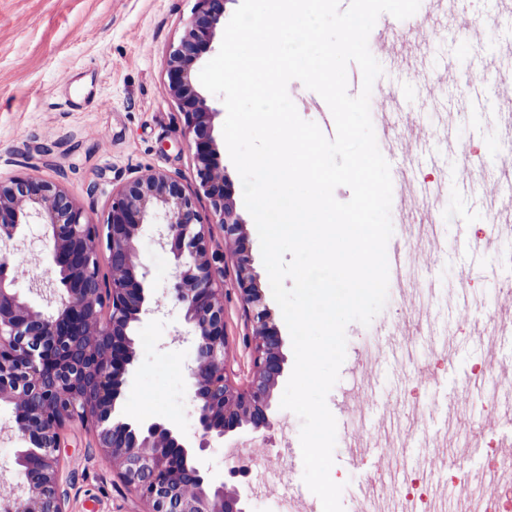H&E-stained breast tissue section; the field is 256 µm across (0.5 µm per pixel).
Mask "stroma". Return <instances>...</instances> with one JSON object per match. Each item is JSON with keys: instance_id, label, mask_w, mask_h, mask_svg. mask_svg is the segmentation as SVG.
I'll list each match as a JSON object with an SVG mask.
<instances>
[{"instance_id": "1", "label": "stroma", "mask_w": 512, "mask_h": 512, "mask_svg": "<svg viewBox=\"0 0 512 512\" xmlns=\"http://www.w3.org/2000/svg\"><path fill=\"white\" fill-rule=\"evenodd\" d=\"M196 0H0V179L35 175L60 184L94 222H103L113 189L137 175L155 171L177 179L186 193L196 187V169L186 146L185 119L178 103L164 89L167 61L193 17ZM436 34L419 33L403 61L379 53L383 68L378 81L400 88L405 109L386 113L394 136L380 141L381 152H393L413 163L417 177L437 176L445 187L456 182L454 156L445 152L437 135V113L446 111L454 91L448 75L439 71L441 58L467 57L470 47L458 36V25L440 14ZM214 110L213 136L224 179L232 189L235 212L246 236L250 268L282 338L284 375L273 397L281 399L294 352L288 328L275 302L263 265L254 220L243 201L242 181L223 137L226 108L221 97L205 96ZM419 122L410 127L407 115ZM458 138L470 151L493 162L502 148L493 135L494 112H466ZM451 221L445 234L447 250L415 268L417 287L437 293L423 340L415 348L421 365L433 368L428 379L403 369L392 356L380 354L369 371L375 391L365 421H357L344 398L359 374L356 363L369 337L379 326L405 320L407 309L397 284H389L383 310L370 325L346 328V358L339 380L327 396L337 423L332 479L342 484L341 503L351 508L358 489L384 465L386 441H378L369 458L354 465L348 455L353 436L376 433L384 418L398 414L403 400L425 409L422 424L402 443L399 454L412 469L425 463L430 436L448 426V404L467 400L470 411L461 422L471 430L484 422L482 403L488 386L472 375L476 363H487L486 378L512 368V335H466L464 324L451 312L452 284L469 272L471 301L482 306L498 302V291L512 280V240L500 243L481 269L467 271L456 241L460 231L483 224L482 213L460 196H453ZM214 250L224 254V330L228 341L229 374L235 384L251 372L247 341L253 322L237 291L236 261L227 253L222 230H215ZM137 260L148 271L145 287L161 307L133 326L135 359L127 385L116 402V417L136 426L172 425L186 441L199 437L189 368L196 358L191 341L180 339L185 323L169 295L177 262L155 242L153 225H145L136 241ZM9 256L25 273L16 287L34 307H45L60 283L51 274L48 242L41 225L28 224L11 241ZM452 338L451 353L436 355L435 344ZM271 428L252 433L241 429L215 438L190 457V464L214 480L231 479L244 494L248 512H281L286 501L304 512L313 498L303 481L299 442L301 421L293 412L272 408ZM66 449L60 492L66 512H140L142 505L118 478L112 461L94 443L92 431L80 421L62 432ZM259 436L263 454L249 463L247 474L229 478L234 466L227 449L235 442Z\"/></svg>"}]
</instances>
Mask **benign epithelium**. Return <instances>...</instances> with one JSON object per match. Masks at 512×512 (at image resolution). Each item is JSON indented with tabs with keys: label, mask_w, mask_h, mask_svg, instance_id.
<instances>
[{
	"label": "benign epithelium",
	"mask_w": 512,
	"mask_h": 512,
	"mask_svg": "<svg viewBox=\"0 0 512 512\" xmlns=\"http://www.w3.org/2000/svg\"><path fill=\"white\" fill-rule=\"evenodd\" d=\"M223 16L224 0H197L184 37L170 52L165 85L185 118L198 191L211 202L208 215H201L178 181L160 171L135 176L113 191L101 224L90 221L55 182L31 175L0 182V241L12 239L25 224L42 225L63 285L55 307L36 309L15 289L16 268L0 254V402L14 406L17 428L31 444L5 467L20 477L17 495L26 512H64L58 494L61 432L76 419L93 430L97 448L112 459L124 486L144 506L142 512H246L237 490L188 465L214 435L271 426L273 390L285 363L281 336L248 271L230 187L216 164L214 112L192 75L193 63L213 43ZM158 207L167 222L156 225L157 243L177 261L171 294L196 346L190 369L201 430L196 444L170 425L134 427L111 417L134 361L132 325L155 311L145 293L146 273L136 262L135 239ZM216 226L237 259L240 297L255 310L249 339L253 368L244 387L228 375L224 283L216 267L220 256L211 249ZM102 252L107 277L101 274Z\"/></svg>",
	"instance_id": "benign-epithelium-1"
}]
</instances>
